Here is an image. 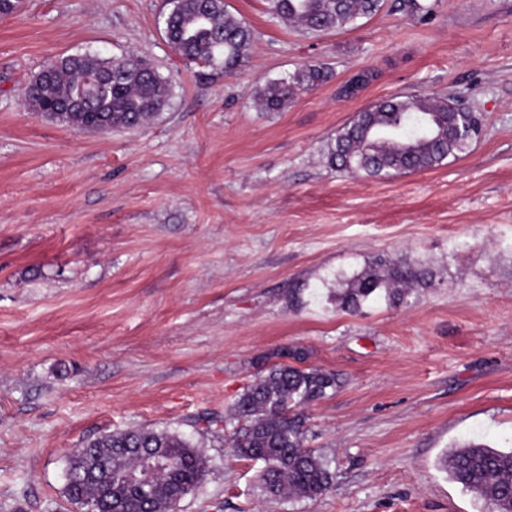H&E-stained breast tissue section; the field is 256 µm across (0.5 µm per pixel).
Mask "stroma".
Wrapping results in <instances>:
<instances>
[{
  "instance_id": "obj_1",
  "label": "stroma",
  "mask_w": 512,
  "mask_h": 512,
  "mask_svg": "<svg viewBox=\"0 0 512 512\" xmlns=\"http://www.w3.org/2000/svg\"><path fill=\"white\" fill-rule=\"evenodd\" d=\"M434 2L424 21L388 2L314 36L226 0L255 32L231 76L174 52L165 0H24L0 18V512H75L69 455L137 428L209 458L179 512H489L438 460L512 448V0ZM128 52L169 83L145 128L86 132L22 97L53 57ZM309 61L324 84L254 107ZM418 92L481 115L466 157L392 179L328 166L356 112ZM381 256L432 287L338 310L323 280ZM295 349L339 379L303 409L305 446L335 474L313 500L268 498L262 462L224 446L239 395Z\"/></svg>"
}]
</instances>
